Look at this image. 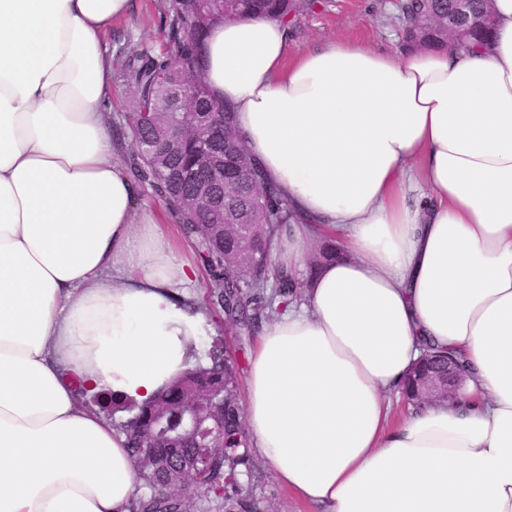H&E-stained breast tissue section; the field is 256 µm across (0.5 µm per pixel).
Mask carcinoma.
I'll return each instance as SVG.
<instances>
[{
    "label": "carcinoma",
    "mask_w": 512,
    "mask_h": 512,
    "mask_svg": "<svg viewBox=\"0 0 512 512\" xmlns=\"http://www.w3.org/2000/svg\"><path fill=\"white\" fill-rule=\"evenodd\" d=\"M317 0H163L160 41L122 51L118 78L132 93V111L116 137L129 143L125 164L139 182L148 184L179 215L181 236L196 246L197 260L208 270L206 305L221 310L231 326L252 332L270 321L294 295L288 279L266 266L267 229L288 222V202L263 180L224 103L212 97L202 62L203 37L227 20L268 17L293 24ZM493 0H469L457 14L454 0H404L400 15L405 39L421 47L432 43L463 44L492 28ZM217 125L207 143L211 165L196 168L205 126ZM239 225L222 224L209 232L219 208ZM441 354L427 347L404 389L409 402H423L420 385L440 367ZM238 363L230 351L211 358L167 390L142 405L113 409L128 413L116 424L126 434L144 492L131 512H209L222 503L224 512H253L239 476L251 471V437L238 398ZM211 402L219 420L214 436L190 432L177 439L154 431L156 412L169 411L168 425L182 428V407Z\"/></svg>",
    "instance_id": "1"
}]
</instances>
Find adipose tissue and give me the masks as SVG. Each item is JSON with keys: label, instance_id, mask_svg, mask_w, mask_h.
<instances>
[{"label": "adipose tissue", "instance_id": "obj_1", "mask_svg": "<svg viewBox=\"0 0 512 512\" xmlns=\"http://www.w3.org/2000/svg\"><path fill=\"white\" fill-rule=\"evenodd\" d=\"M131 5L0 0V512H129L126 437L77 385L140 404L207 359L201 271L112 160L103 34ZM494 10L468 50L335 39L290 62L271 18L205 36L292 214L270 259L297 297L260 328L245 424L322 512H512V0ZM428 345L471 376L391 421Z\"/></svg>", "mask_w": 512, "mask_h": 512}]
</instances>
